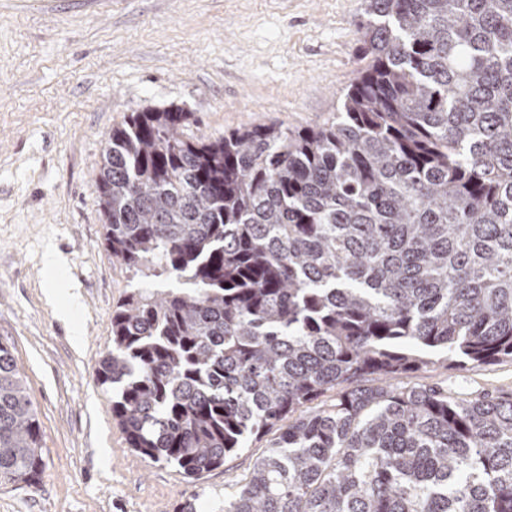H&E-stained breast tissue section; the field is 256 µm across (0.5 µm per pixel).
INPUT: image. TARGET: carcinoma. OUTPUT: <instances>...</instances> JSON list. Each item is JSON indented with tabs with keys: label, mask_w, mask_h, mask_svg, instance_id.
<instances>
[{
	"label": "carcinoma",
	"mask_w": 512,
	"mask_h": 512,
	"mask_svg": "<svg viewBox=\"0 0 512 512\" xmlns=\"http://www.w3.org/2000/svg\"><path fill=\"white\" fill-rule=\"evenodd\" d=\"M363 11L330 122L209 138L146 109L105 135L103 245L177 286L113 310L95 380L128 446L187 478L279 431L224 512H512V397L403 382L512 361V0ZM43 473L1 342L0 486Z\"/></svg>",
	"instance_id": "carcinoma-1"
}]
</instances>
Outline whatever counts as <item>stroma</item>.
<instances>
[{
	"instance_id": "stroma-1",
	"label": "stroma",
	"mask_w": 512,
	"mask_h": 512,
	"mask_svg": "<svg viewBox=\"0 0 512 512\" xmlns=\"http://www.w3.org/2000/svg\"><path fill=\"white\" fill-rule=\"evenodd\" d=\"M362 0H0V342L44 433L38 488L0 512H224L275 439L250 438L196 479L129 448L94 379L112 312L154 279L102 244L104 136L130 113L181 108L189 134L335 118L360 66ZM411 383L512 395V362Z\"/></svg>"
}]
</instances>
